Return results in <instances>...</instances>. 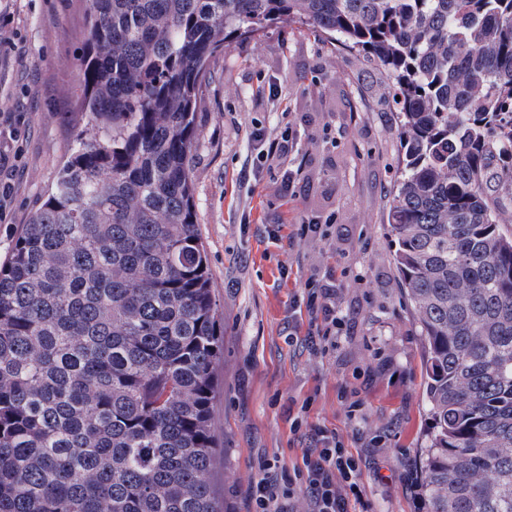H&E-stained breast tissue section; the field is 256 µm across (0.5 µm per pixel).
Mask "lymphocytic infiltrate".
<instances>
[{"label": "lymphocytic infiltrate", "mask_w": 512, "mask_h": 512, "mask_svg": "<svg viewBox=\"0 0 512 512\" xmlns=\"http://www.w3.org/2000/svg\"><path fill=\"white\" fill-rule=\"evenodd\" d=\"M249 144L256 154L252 178L258 181L272 161L287 156L296 142L286 120L275 134L253 128ZM302 302L309 319L308 336L326 337L342 327L332 281L310 283ZM360 463V457L346 448L336 432L317 430L315 447L303 449L300 461L292 467L260 462L259 474L248 487L249 512H288L294 499L306 502V512H347L349 499L362 495Z\"/></svg>", "instance_id": "obj_1"}]
</instances>
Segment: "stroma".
I'll return each instance as SVG.
<instances>
[{
	"label": "stroma",
	"instance_id": "obj_1",
	"mask_svg": "<svg viewBox=\"0 0 512 512\" xmlns=\"http://www.w3.org/2000/svg\"><path fill=\"white\" fill-rule=\"evenodd\" d=\"M21 23L0 61V113L21 112L25 129L0 126L9 209L0 261L29 223L75 145L74 113L86 28L82 0H16ZM357 54L298 24L278 23L212 57L188 157L194 207L224 314L211 431L218 447L211 484L220 512H248L247 485L261 460L291 464L312 447L310 431L337 430L363 457V499L349 512H431L420 487L431 420L422 394L423 338L403 297L387 211L399 165L393 103ZM282 90L268 95V83ZM288 116L297 150L254 185L250 130ZM297 173L294 196L281 176ZM307 219L330 223L325 238L269 243ZM336 271L337 306L350 324L325 350L295 334L293 297Z\"/></svg>",
	"mask_w": 512,
	"mask_h": 512
}]
</instances>
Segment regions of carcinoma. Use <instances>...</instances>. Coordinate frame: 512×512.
Segmentation results:
<instances>
[{"instance_id":"cac0c4a2","label":"carcinoma","mask_w":512,"mask_h":512,"mask_svg":"<svg viewBox=\"0 0 512 512\" xmlns=\"http://www.w3.org/2000/svg\"><path fill=\"white\" fill-rule=\"evenodd\" d=\"M84 2L76 144L0 263V512H217L187 158L209 58L277 22L362 55L401 115L431 512H512V0Z\"/></svg>"}]
</instances>
